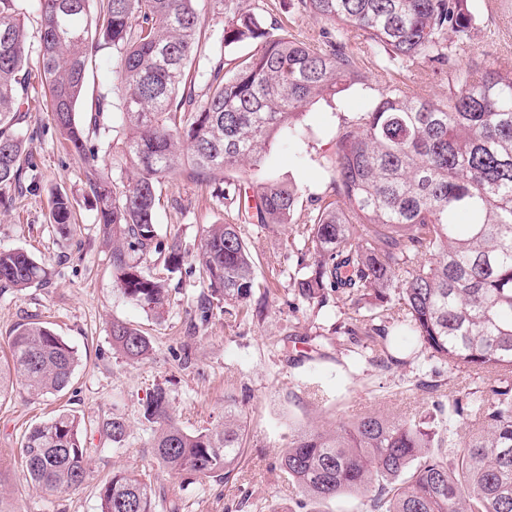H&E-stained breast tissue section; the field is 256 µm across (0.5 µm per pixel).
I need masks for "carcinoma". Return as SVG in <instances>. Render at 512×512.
Wrapping results in <instances>:
<instances>
[{
    "instance_id": "cac0c4a2",
    "label": "carcinoma",
    "mask_w": 512,
    "mask_h": 512,
    "mask_svg": "<svg viewBox=\"0 0 512 512\" xmlns=\"http://www.w3.org/2000/svg\"><path fill=\"white\" fill-rule=\"evenodd\" d=\"M0 0V192H36L28 177L22 99L36 70L57 135L85 168L86 193L99 233L112 241L110 265L124 298L156 316L168 288L144 270V256L165 254L176 270L185 250L160 239L157 186L182 179L211 189L235 222L203 230L196 261L224 317L245 322L258 283L244 227L291 225L297 295L321 311L336 296L346 318L338 336H362L363 356L389 368L409 363L391 336L414 337L432 364L480 380L438 404L440 419L403 420L368 413L289 436L280 468L300 504L344 495L367 499L371 512H512V73L462 72L448 96L433 99L390 87L369 109L336 130L325 160L329 192L300 212L301 191L256 173H224L257 164L304 108L332 100L363 77L342 39L350 32L392 61L446 59L448 31L463 37L475 23L468 0H298L334 38L315 46L251 0ZM34 11L38 38L23 18ZM253 42V52L234 49ZM112 72L85 119L78 118L88 72L98 56ZM112 154V171L99 165ZM56 233L70 238L73 203L55 194ZM47 280L21 249H0V288L22 292ZM112 349L126 361L150 358L152 345L123 321ZM76 351L39 321L17 325L0 356V400L20 386L34 397L62 392ZM143 418L160 468L172 476L234 478L247 424L233 405L224 423L187 432L171 413L166 388L149 395ZM117 448L128 425L116 415L96 424ZM84 420L67 409L24 436L25 478L68 494L87 478ZM100 512H155L156 491L141 474L117 469L97 487Z\"/></svg>"
}]
</instances>
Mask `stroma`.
<instances>
[{"instance_id": "stroma-1", "label": "stroma", "mask_w": 512, "mask_h": 512, "mask_svg": "<svg viewBox=\"0 0 512 512\" xmlns=\"http://www.w3.org/2000/svg\"><path fill=\"white\" fill-rule=\"evenodd\" d=\"M267 18L282 21L293 35L318 44L323 22L297 7V0H255ZM475 16L469 39L448 38V62H392L362 37L349 34L346 51L364 77L338 100L310 104L297 136L281 135L259 164L266 176L295 183L301 204L323 195L330 181L324 166L336 130L388 87L433 98L448 94L458 72L494 66L512 71V0H468ZM41 91L29 93L26 153L40 182L39 192L10 191L0 206V248L27 251L49 272L45 284L19 293L0 290V352L20 323H46L77 352L79 363L60 394L34 398L16 390L0 402V489L10 492L19 512H100L97 485L115 469L149 475L157 490L158 512L179 501L180 512H259L275 504L294 506L298 494L279 461L291 429L318 416L336 424L379 411L410 419L433 411L437 395L451 396L476 387V379L457 370L432 376L416 365L382 368L351 363L346 342L329 330L335 305L320 315L294 294L289 273L296 265L287 227L247 226V243L257 281L269 288L260 318L235 324L220 310L201 320L197 303L207 290L196 269L202 230L233 222L234 214L204 187L168 180L158 188L156 222L162 239L179 236L187 254L183 266L169 270L160 254L143 266L164 279L169 303L157 319L118 291L110 250L98 232L95 213L85 200L82 161L60 143L45 110ZM61 191L77 201L74 219L80 230L59 237L52 226V195ZM121 320L143 330L152 344L150 359L132 364L112 348L110 326ZM439 391H432V381ZM165 386L171 412L188 432L223 421L228 401L248 422L249 431L234 480L184 482L158 468L151 448L154 428L142 418L143 405L155 386ZM89 421L119 415L129 426L122 449H113L99 433L90 437V461L84 487L57 495L27 483L21 452L25 433L59 409Z\"/></svg>"}]
</instances>
